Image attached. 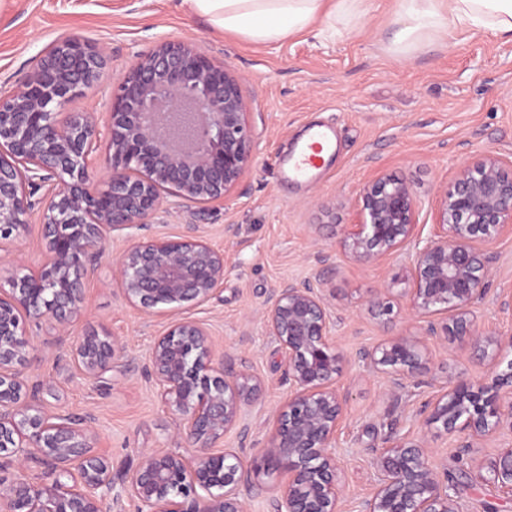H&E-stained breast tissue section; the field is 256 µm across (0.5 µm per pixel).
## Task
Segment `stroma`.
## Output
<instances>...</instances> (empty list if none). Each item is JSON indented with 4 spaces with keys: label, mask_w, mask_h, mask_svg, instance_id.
Returning a JSON list of instances; mask_svg holds the SVG:
<instances>
[{
    "label": "stroma",
    "mask_w": 512,
    "mask_h": 512,
    "mask_svg": "<svg viewBox=\"0 0 512 512\" xmlns=\"http://www.w3.org/2000/svg\"><path fill=\"white\" fill-rule=\"evenodd\" d=\"M177 3L7 0L0 8V83L21 86L46 45L85 36L105 50L109 66L99 85L67 109L94 112L103 127L113 77L161 39L189 41L239 79L254 141L253 161L225 199L203 207L167 198L132 237L116 235L105 243L85 281L77 321L63 329L46 319L27 324L34 349L24 396L36 384H48L40 395L44 408L87 419L97 452L111 464L113 479H121L144 453L185 446L145 367L154 339L175 316L194 319L223 350L226 374L245 369L265 385L262 401L244 409L246 434L224 438L225 447L252 460L266 447L272 417L291 392L288 356L268 334L265 308L285 284L319 282L344 357L337 387L346 413L333 443L343 512H360L377 479L374 451L393 433L425 442L434 466L447 472L462 512H512V492L478 477L481 466L512 445V432L466 448L462 435L426 424V405L442 387L491 382L489 361L468 345L429 337L423 371L394 390L368 358L382 344L419 334L424 324L405 291L417 252L438 233V200L458 166L484 151L512 165V40L461 27L400 55L389 41L399 25L400 0H363L361 19L337 24L333 35L306 31L256 44L210 29ZM312 122L336 126V151L323 176L307 183L280 179V153ZM382 175L413 186L417 226L402 249L362 265L337 242L343 225L361 219L363 187ZM39 222V213H32L14 249L0 254L1 284L45 264ZM162 236H197L223 251L224 281L214 298L178 314H147L124 300L117 288L121 254L131 238ZM491 250L487 290L472 312L483 330L512 335V308L504 304L512 296V234L503 233ZM374 298L389 302L391 314L375 315L369 307ZM92 330L120 345L111 371L99 381L83 374L70 354Z\"/></svg>",
    "instance_id": "35a3bbf8"
}]
</instances>
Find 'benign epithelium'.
<instances>
[{
    "mask_svg": "<svg viewBox=\"0 0 512 512\" xmlns=\"http://www.w3.org/2000/svg\"><path fill=\"white\" fill-rule=\"evenodd\" d=\"M108 60L89 40L71 35L44 47L27 81L0 91V251L14 244L35 206L43 208L41 243L48 261L0 287V470L28 460L48 466L34 482L0 477V512H108L128 500L137 512H244L239 488L262 470H281L272 512H340L332 442L344 415L336 383L343 357L322 288L288 284L267 302L269 335L288 355L294 392L276 413L260 461L245 467L224 435L247 431L242 411L260 402L263 382L241 371L224 375V356L205 324L172 321L154 341L147 367L191 453L144 454L117 484L93 446L91 426L21 401V369L33 349L24 321L60 326L81 315L84 281L114 234L147 224L169 196L208 204L229 195L253 159V133L237 79L224 63L183 41L164 39L112 88L110 120L101 132L92 112H65L95 88ZM106 141V176L88 171V156ZM42 196L35 200L38 191ZM409 184L381 176L364 187L361 221L338 241L362 264L404 247L417 224ZM439 234L417 253L408 296L431 336L468 341L498 370L490 386L461 383L430 403L427 425L473 441L512 432V361L502 364L499 335L481 330L473 304L486 292L489 246L512 231V167L491 151L463 163L441 196ZM224 281V254L197 236L134 241L119 261V287L134 308L177 311L210 300ZM118 341L88 332L71 349L76 366L96 378L112 369ZM421 339L401 338L370 355L392 387L420 371ZM377 480L361 512H460L425 446L391 436L378 449ZM512 491V448L487 466Z\"/></svg>",
    "mask_w": 512,
    "mask_h": 512,
    "instance_id": "benign-epithelium-1",
    "label": "benign epithelium"
}]
</instances>
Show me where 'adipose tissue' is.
Masks as SVG:
<instances>
[{"instance_id":"ef3b65f1","label":"adipose tissue","mask_w":512,"mask_h":512,"mask_svg":"<svg viewBox=\"0 0 512 512\" xmlns=\"http://www.w3.org/2000/svg\"><path fill=\"white\" fill-rule=\"evenodd\" d=\"M324 0H180L185 12L206 18L211 28L255 43H272L311 29L335 28L358 18V0H336L324 11ZM404 22L393 44L403 53L425 43L431 34L469 26L512 39V0H401Z\"/></svg>"}]
</instances>
